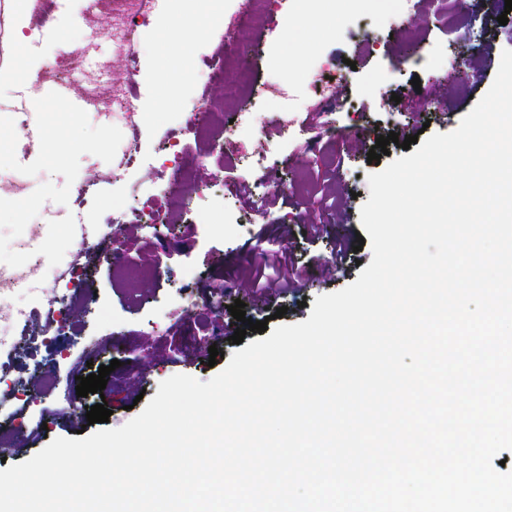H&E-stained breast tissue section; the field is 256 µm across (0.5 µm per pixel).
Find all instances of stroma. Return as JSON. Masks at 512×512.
<instances>
[{"instance_id": "1", "label": "stroma", "mask_w": 512, "mask_h": 512, "mask_svg": "<svg viewBox=\"0 0 512 512\" xmlns=\"http://www.w3.org/2000/svg\"><path fill=\"white\" fill-rule=\"evenodd\" d=\"M11 0H0V70L15 80L0 85V136L10 137L32 97L22 80L47 89L48 62L61 50L79 49L83 62L69 78L73 87L119 83L125 59L117 50L119 31L105 13L89 16L87 0H36L49 13L44 37L35 27L25 58L13 42ZM224 19L213 22L214 0H149V21L137 32L136 104L147 115L137 130L123 117L89 109L68 112L43 99L40 136L0 153V183L13 177L25 183L23 194L0 193V264L22 269L41 262L43 276L28 280L18 302L23 321L8 345L0 349V427L12 429L10 447L0 449L7 464L24 462L58 437L76 438L87 422L86 409L106 401L109 425L118 428L137 416V395L153 398L159 384L176 374L208 381L224 369L236 351L231 337L241 323L228 310L243 301L251 320H264L286 307L283 324L308 320L318 296L354 283L372 260L363 247L344 265L332 262L336 239H355L361 231L369 173L381 171L403 149L389 145L388 155L368 161L378 136L396 132L415 135L455 130L489 90L503 50H512V21L499 24L503 5L496 0H418L410 30L393 29L389 21L402 0H275L265 13L245 12L244 0H223ZM189 12L204 33L188 57L196 67L224 50V27L246 16L256 32L249 55L259 80L287 85L293 105L271 101L262 131H238L212 151L210 136L188 138L187 149L171 155L165 143L185 123L199 95H206L215 123L228 125L235 112L248 106L239 88L202 87L198 78L168 96L159 77L167 70L173 44L157 23L163 11ZM424 58L425 66L414 63ZM468 73L452 80L456 67ZM336 76V97L326 101L313 93L310 81L318 71ZM420 88H413V78ZM35 87V88H36ZM400 102H393L392 94ZM303 129L297 138H283L288 121ZM342 128L329 139L326 126ZM137 140L140 161L119 171L118 162L130 140ZM263 156L268 180L250 200L237 198L240 183L251 174L246 156ZM193 166L191 179L172 178L174 164ZM96 186L80 216L94 224L102 206L144 209L155 187L162 219H174L173 230L151 224L117 225L118 241L128 268L116 271L109 255L90 250L85 258L89 279L67 315L60 343L43 336L41 314L51 295L53 275L73 247V216L63 205L78 182ZM215 184V192L199 195L194 186ZM293 253L303 287L269 295L252 288L225 290L226 281L257 262L262 248ZM208 303L199 316H173L182 294ZM99 337L89 350V337ZM222 357L209 366V347ZM119 360L100 394L77 396L76 379L88 376L90 365ZM51 361L66 385H49L42 369Z\"/></svg>"}]
</instances>
